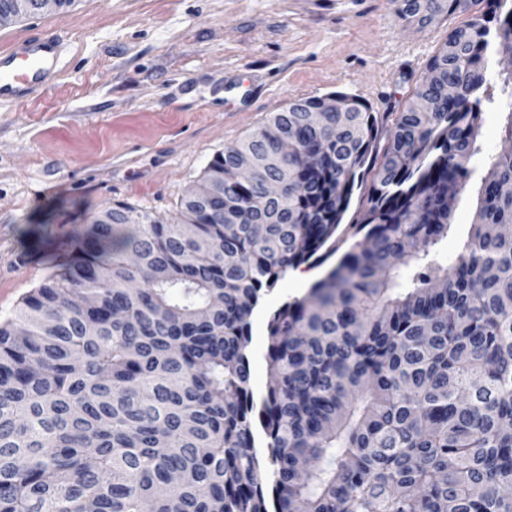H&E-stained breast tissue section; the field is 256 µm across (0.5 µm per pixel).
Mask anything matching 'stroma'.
Segmentation results:
<instances>
[{"mask_svg": "<svg viewBox=\"0 0 512 512\" xmlns=\"http://www.w3.org/2000/svg\"><path fill=\"white\" fill-rule=\"evenodd\" d=\"M464 14L426 27L389 0H76L0 25V44L39 27L65 43L56 84L0 104V322L43 283L92 213L125 203L165 219L215 154L296 99L341 92L397 112ZM481 152L438 246L454 263L480 179L507 144L486 109ZM251 318L250 383L262 392L267 323Z\"/></svg>", "mask_w": 512, "mask_h": 512, "instance_id": "obj_1", "label": "stroma"}]
</instances>
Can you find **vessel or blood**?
Here are the masks:
<instances>
[{
    "mask_svg": "<svg viewBox=\"0 0 512 512\" xmlns=\"http://www.w3.org/2000/svg\"><path fill=\"white\" fill-rule=\"evenodd\" d=\"M62 37L35 32L0 48V101L25 103L43 95L58 75Z\"/></svg>",
    "mask_w": 512,
    "mask_h": 512,
    "instance_id": "obj_1",
    "label": "vessel or blood"
}]
</instances>
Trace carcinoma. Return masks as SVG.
Here are the masks:
<instances>
[{"label": "carcinoma", "mask_w": 512, "mask_h": 512, "mask_svg": "<svg viewBox=\"0 0 512 512\" xmlns=\"http://www.w3.org/2000/svg\"><path fill=\"white\" fill-rule=\"evenodd\" d=\"M506 2L391 0L420 25L472 13L403 111L298 99L215 155L175 218L118 203L66 245L0 323V512H512V154L481 178L458 260L434 252L485 105L507 101L512 139V71L496 96L487 78L512 54ZM286 142L238 177L241 154ZM346 242L271 314L255 398V306Z\"/></svg>", "instance_id": "obj_1"}]
</instances>
